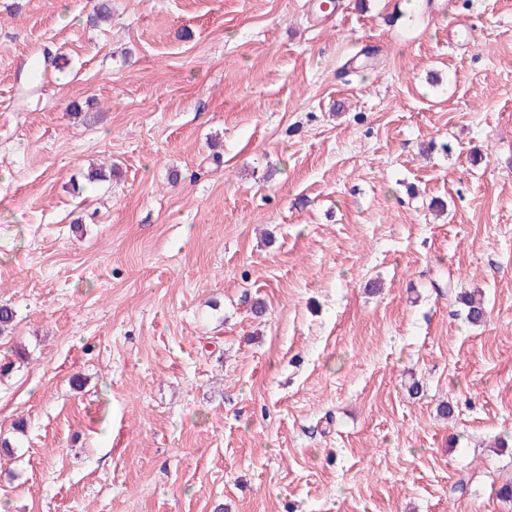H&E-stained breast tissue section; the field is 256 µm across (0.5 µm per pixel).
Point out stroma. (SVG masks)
Returning <instances> with one entry per match:
<instances>
[{"instance_id":"1","label":"stroma","mask_w":512,"mask_h":512,"mask_svg":"<svg viewBox=\"0 0 512 512\" xmlns=\"http://www.w3.org/2000/svg\"><path fill=\"white\" fill-rule=\"evenodd\" d=\"M317 2L0 0L7 512H512V0Z\"/></svg>"}]
</instances>
